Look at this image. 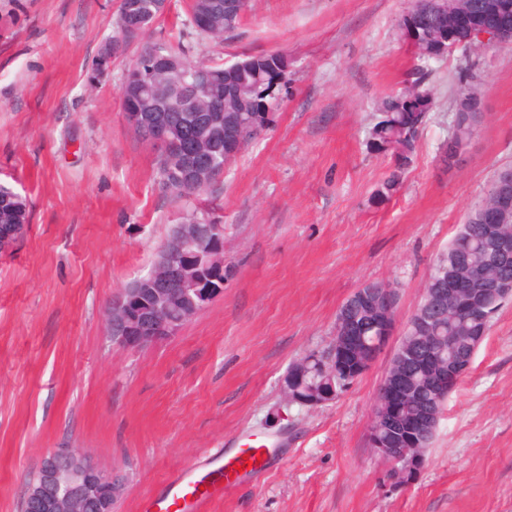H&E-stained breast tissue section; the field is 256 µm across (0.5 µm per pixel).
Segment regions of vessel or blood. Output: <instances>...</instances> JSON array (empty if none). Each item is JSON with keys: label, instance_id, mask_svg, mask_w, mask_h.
Segmentation results:
<instances>
[{"label": "vessel or blood", "instance_id": "b4317fda", "mask_svg": "<svg viewBox=\"0 0 512 512\" xmlns=\"http://www.w3.org/2000/svg\"><path fill=\"white\" fill-rule=\"evenodd\" d=\"M268 447L263 443L245 444L224 464L212 466L205 463L181 470L163 487L158 496L147 498L141 505V512H157L158 508L178 503L185 504L190 512H209L210 505L224 498L232 482L231 469H247L250 462L266 456Z\"/></svg>", "mask_w": 512, "mask_h": 512}]
</instances>
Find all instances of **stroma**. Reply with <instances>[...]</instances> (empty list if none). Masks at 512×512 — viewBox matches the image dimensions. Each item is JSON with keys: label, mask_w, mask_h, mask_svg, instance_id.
<instances>
[{"label": "stroma", "mask_w": 512, "mask_h": 512, "mask_svg": "<svg viewBox=\"0 0 512 512\" xmlns=\"http://www.w3.org/2000/svg\"><path fill=\"white\" fill-rule=\"evenodd\" d=\"M120 0H0V185L25 198L23 238L0 254V512H22L42 459L69 448L123 480L138 512L180 470L247 437L268 465L210 512H512V299L451 391L417 479L395 484L368 433L394 353L335 401L286 404L289 366L328 348L342 304L368 282L397 292V329L438 256L512 163V44L430 62L433 105L397 191L368 145L381 100L415 60L399 21L413 0H250L223 40L188 28L189 0L113 46ZM190 60L281 53L273 122L198 195L157 175V146L119 95L143 46ZM107 72L95 76L102 54ZM483 118L453 168L441 148L461 81ZM204 212L224 227V293L177 336L143 349L106 337L112 299L153 267L171 229Z\"/></svg>", "instance_id": "stroma-1"}]
</instances>
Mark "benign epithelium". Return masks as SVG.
<instances>
[{"label":"benign epithelium","instance_id":"benign-epithelium-1","mask_svg":"<svg viewBox=\"0 0 512 512\" xmlns=\"http://www.w3.org/2000/svg\"><path fill=\"white\" fill-rule=\"evenodd\" d=\"M193 14L196 28L208 31L213 16L224 12H240L239 0H224L219 7L214 0H200ZM456 23L448 28L442 39L441 52L457 48L468 49L478 43L512 42V3L492 0L483 6L479 16L471 15L465 6L455 13ZM143 17L130 10L119 23L123 32H138ZM215 70L200 65L190 72L180 70L176 60L160 51L144 58L128 78L120 98L131 127L153 140L162 153L177 150L178 139L171 128L154 122V112L214 111L215 99L202 100L183 91L186 81L206 86ZM211 150L195 144L181 157L174 177L186 185L210 172ZM512 209V201L501 197L499 203L485 210L484 220L496 224L501 212ZM18 224L0 225V252L7 251L22 236ZM224 293V228L221 224H177L163 242L150 273L131 283L112 301L107 320V337L128 348L143 349L178 334L193 317L203 311L218 295ZM372 288H360L346 302L339 317L340 335L323 354L316 353L310 361L317 363L323 374L331 379L330 390L303 398L294 387L297 365H292L284 380L282 391L289 404L317 407L335 400L346 391L373 363L389 344L396 330L392 309H387L383 335L364 347H358L359 328L349 319V311L371 300ZM429 372L426 390L430 394L449 391L470 370L473 356L449 355L430 346L410 353ZM415 391L413 376L402 369H389L379 390L373 420L382 422L389 437L369 430L371 446L385 461L393 464L396 477H416L422 463L424 441L420 437L437 427L439 413L428 411L406 415L407 406ZM122 488L121 480L106 474L81 455L54 452L41 461L36 480L29 486L23 502V512H112Z\"/></svg>","mask_w":512,"mask_h":512}]
</instances>
